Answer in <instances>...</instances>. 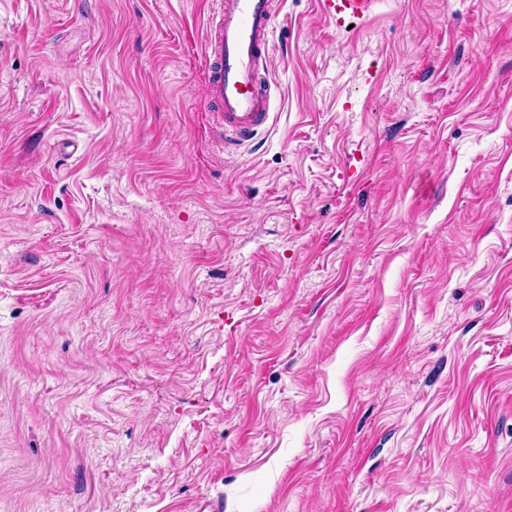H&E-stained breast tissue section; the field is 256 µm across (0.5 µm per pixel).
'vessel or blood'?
<instances>
[{
    "instance_id": "b4317fda",
    "label": "vessel or blood",
    "mask_w": 512,
    "mask_h": 512,
    "mask_svg": "<svg viewBox=\"0 0 512 512\" xmlns=\"http://www.w3.org/2000/svg\"><path fill=\"white\" fill-rule=\"evenodd\" d=\"M205 30L207 96L221 139L251 140L271 116L269 84L275 18L272 0H213Z\"/></svg>"
}]
</instances>
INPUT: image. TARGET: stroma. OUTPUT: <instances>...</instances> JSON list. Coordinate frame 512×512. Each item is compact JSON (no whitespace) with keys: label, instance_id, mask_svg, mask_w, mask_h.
<instances>
[{"label":"stroma","instance_id":"obj_1","mask_svg":"<svg viewBox=\"0 0 512 512\" xmlns=\"http://www.w3.org/2000/svg\"><path fill=\"white\" fill-rule=\"evenodd\" d=\"M0 0V512H512V0ZM212 3L216 7L205 30L207 96L215 106L219 137L229 148L268 126L271 95L261 71L269 74L275 15L272 0ZM325 3L336 9V14L346 12L353 17H363L372 10L375 0H326Z\"/></svg>","mask_w":512,"mask_h":512}]
</instances>
